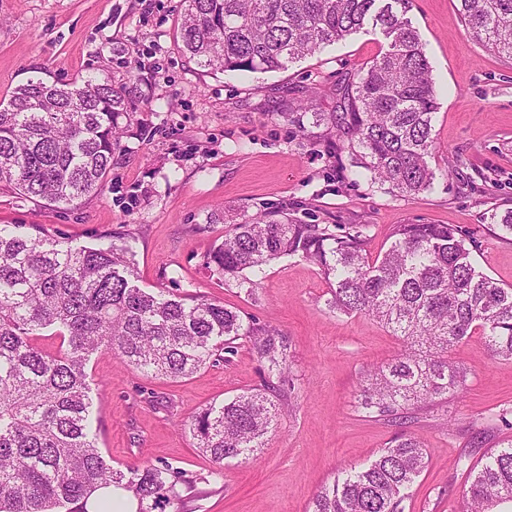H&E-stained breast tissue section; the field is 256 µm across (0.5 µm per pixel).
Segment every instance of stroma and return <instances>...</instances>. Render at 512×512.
Returning <instances> with one entry per match:
<instances>
[{
    "label": "stroma",
    "instance_id": "obj_1",
    "mask_svg": "<svg viewBox=\"0 0 512 512\" xmlns=\"http://www.w3.org/2000/svg\"><path fill=\"white\" fill-rule=\"evenodd\" d=\"M180 0H0V98L27 80L94 75L134 87L135 112L110 174L95 195L51 208L0 189V225L71 246L129 243L142 284L204 296L270 322L290 341L295 388L252 460L224 478L183 426L212 402L260 387L263 365L247 342L228 361L170 382L104 354L88 365L98 446L112 467L166 461L201 476L190 512H310L339 471L373 460L399 433L429 449L405 512H463L471 468L512 433L490 417L512 406V361L496 360L480 336L452 357L465 391L400 424L367 417L357 399L376 363L400 342L364 315L331 309L319 268L285 257L266 268L254 295L220 283L204 256L232 225L282 207L309 224L361 227L378 256L398 224H453L475 241L473 258L512 287V234L489 219L512 208V59L470 36L457 0H411L408 19L432 67V188L405 196L343 179L339 150L312 113L334 111L338 90L385 52L365 27L324 51L268 73L208 74L185 57Z\"/></svg>",
    "mask_w": 512,
    "mask_h": 512
}]
</instances>
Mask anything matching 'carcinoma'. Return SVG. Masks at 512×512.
I'll use <instances>...</instances> for the list:
<instances>
[{
  "label": "carcinoma",
  "mask_w": 512,
  "mask_h": 512,
  "mask_svg": "<svg viewBox=\"0 0 512 512\" xmlns=\"http://www.w3.org/2000/svg\"><path fill=\"white\" fill-rule=\"evenodd\" d=\"M410 0H183V53L204 72L266 73L352 35L380 29L387 50L342 91L339 112L312 124L347 143L349 176L400 194L431 189L432 122L438 108L424 45L406 17ZM470 35L512 57V0H458ZM135 92L87 76L32 78L0 100V184L59 207L96 193L119 142L118 119ZM357 226L308 224L282 208L235 224L204 262L247 295L272 261L317 265L328 304L367 315L402 343L369 370L358 407L393 421L406 410L455 397L465 376L449 353L478 332L495 359L512 360V288L477 267L473 242L457 225L398 224L370 259ZM127 243L73 248L0 227V512H88L105 487L138 500V512H184L178 487L191 478L166 462L114 469L92 430L87 364L113 353L156 378H188L226 360L246 340L265 364L260 389L214 402L188 424L197 448L224 479V461L254 455L273 421L274 399L290 383L289 341L268 322L223 302L139 285ZM60 340L49 352L37 343ZM428 448L398 434L367 467L344 471L315 495L312 512H404ZM467 512L512 505V439L470 471Z\"/></svg>",
  "instance_id": "obj_1"
}]
</instances>
